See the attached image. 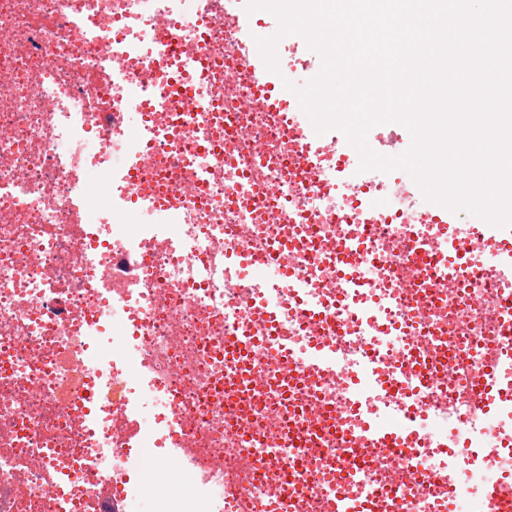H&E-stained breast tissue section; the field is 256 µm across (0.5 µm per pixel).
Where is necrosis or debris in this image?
<instances>
[{"label": "necrosis or debris", "instance_id": "1", "mask_svg": "<svg viewBox=\"0 0 512 512\" xmlns=\"http://www.w3.org/2000/svg\"><path fill=\"white\" fill-rule=\"evenodd\" d=\"M186 2L0 0V512H474L491 470L512 493V402L449 452L413 421L396 450L360 437L469 413L491 358L512 388L496 236L308 148L236 17ZM291 240L288 273L259 276L252 255ZM312 310L342 326L335 363ZM429 211L434 212V217L436 219V223L438 224H489L484 219L472 215L464 210L462 211H452L447 207L437 204L430 207H422ZM461 214V215H460ZM461 217V221H460Z\"/></svg>", "mask_w": 512, "mask_h": 512}]
</instances>
